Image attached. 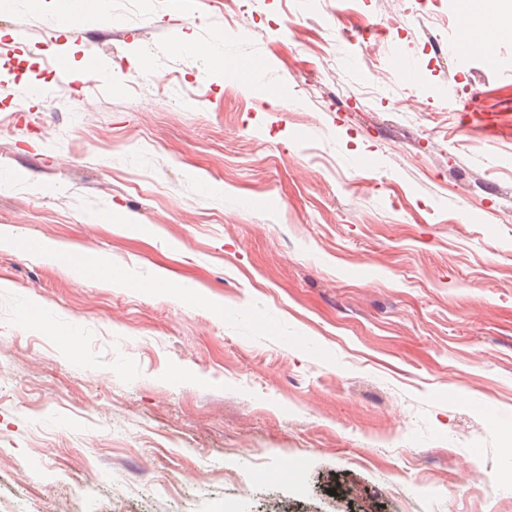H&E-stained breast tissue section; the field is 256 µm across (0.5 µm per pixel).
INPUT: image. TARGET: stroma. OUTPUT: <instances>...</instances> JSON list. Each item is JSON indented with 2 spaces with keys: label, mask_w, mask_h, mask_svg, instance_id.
Segmentation results:
<instances>
[{
  "label": "stroma",
  "mask_w": 512,
  "mask_h": 512,
  "mask_svg": "<svg viewBox=\"0 0 512 512\" xmlns=\"http://www.w3.org/2000/svg\"><path fill=\"white\" fill-rule=\"evenodd\" d=\"M105 3L0 8V228L124 279L0 248V512H512V40L447 52L454 0ZM218 39L266 63L232 95ZM26 246L29 249L44 256L48 261L75 272L80 278L91 276L95 273L106 272L114 282L123 284L121 275L113 271L112 265L102 255H87L68 249L57 247L50 243L30 242L10 233H0V248H17Z\"/></svg>",
  "instance_id": "35a3bbf8"
}]
</instances>
